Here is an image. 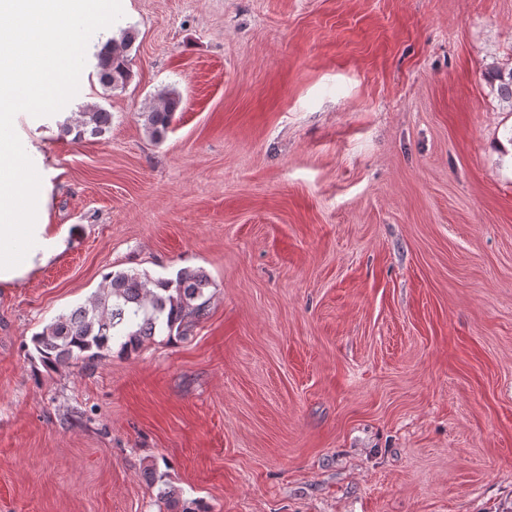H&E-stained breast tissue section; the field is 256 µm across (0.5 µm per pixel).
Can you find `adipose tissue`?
Masks as SVG:
<instances>
[{"label": "adipose tissue", "instance_id": "1", "mask_svg": "<svg viewBox=\"0 0 512 512\" xmlns=\"http://www.w3.org/2000/svg\"><path fill=\"white\" fill-rule=\"evenodd\" d=\"M112 0H0V283L23 281L68 246V234L47 220L49 175L11 135L14 111L33 97L60 108L69 85L61 63L77 50L50 20L81 17L94 25Z\"/></svg>", "mask_w": 512, "mask_h": 512}]
</instances>
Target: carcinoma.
<instances>
[{
  "label": "carcinoma",
  "mask_w": 512,
  "mask_h": 512,
  "mask_svg": "<svg viewBox=\"0 0 512 512\" xmlns=\"http://www.w3.org/2000/svg\"><path fill=\"white\" fill-rule=\"evenodd\" d=\"M133 40L125 30L121 41H112V49L98 54V77L104 87L122 89L130 81L127 48ZM484 78L497 85L500 101L512 112V66H493ZM180 104L179 94L169 91L160 96L159 104L140 113L152 136L160 138L167 132ZM111 126L112 113L91 105L80 115L76 138L102 135ZM209 286L200 269L183 268L173 280L110 272L99 292L33 336L34 348L43 364L54 366L95 361L117 341L122 351L132 353L158 332L185 338L209 314L210 298L205 294Z\"/></svg>",
  "instance_id": "obj_1"
}]
</instances>
